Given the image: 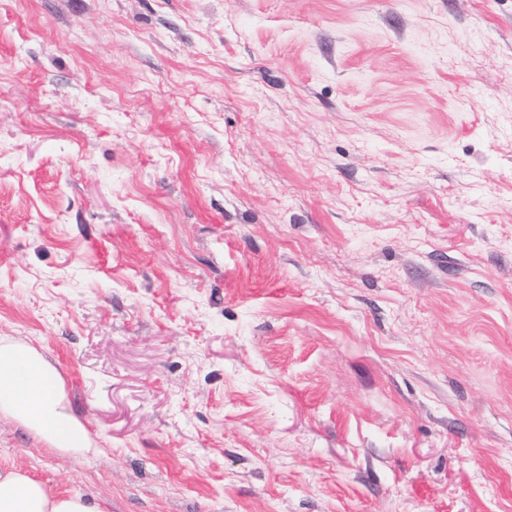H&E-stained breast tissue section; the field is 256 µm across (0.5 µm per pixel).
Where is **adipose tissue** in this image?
Returning <instances> with one entry per match:
<instances>
[{
  "label": "adipose tissue",
  "mask_w": 512,
  "mask_h": 512,
  "mask_svg": "<svg viewBox=\"0 0 512 512\" xmlns=\"http://www.w3.org/2000/svg\"><path fill=\"white\" fill-rule=\"evenodd\" d=\"M50 365L22 343L0 344V412L11 414L57 447L89 450L91 436L69 413L53 383ZM0 512H102L80 495H50L40 481L16 470L0 469Z\"/></svg>",
  "instance_id": "obj_1"
}]
</instances>
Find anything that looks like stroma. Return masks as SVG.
<instances>
[{
	"instance_id": "1",
	"label": "stroma",
	"mask_w": 512,
	"mask_h": 512,
	"mask_svg": "<svg viewBox=\"0 0 512 512\" xmlns=\"http://www.w3.org/2000/svg\"><path fill=\"white\" fill-rule=\"evenodd\" d=\"M104 512H512V0H0V342ZM50 365L22 343L0 344V412L11 414L59 448L90 449L89 431L69 413Z\"/></svg>"
}]
</instances>
